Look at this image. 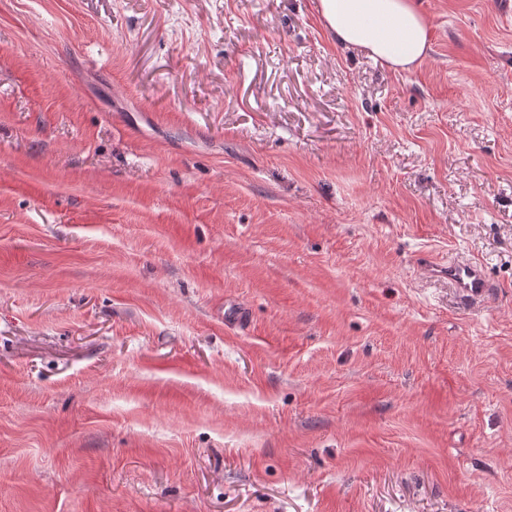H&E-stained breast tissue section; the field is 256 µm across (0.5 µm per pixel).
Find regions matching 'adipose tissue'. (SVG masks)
I'll return each instance as SVG.
<instances>
[{
    "mask_svg": "<svg viewBox=\"0 0 512 512\" xmlns=\"http://www.w3.org/2000/svg\"><path fill=\"white\" fill-rule=\"evenodd\" d=\"M317 10L340 43L392 69L411 70L429 50V25L417 0H318Z\"/></svg>",
    "mask_w": 512,
    "mask_h": 512,
    "instance_id": "ef3b65f1",
    "label": "adipose tissue"
}]
</instances>
